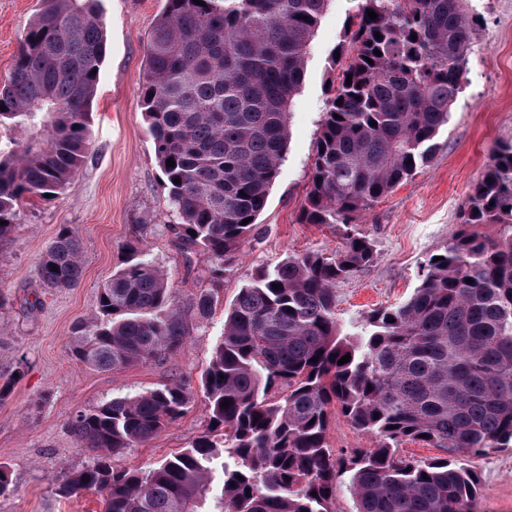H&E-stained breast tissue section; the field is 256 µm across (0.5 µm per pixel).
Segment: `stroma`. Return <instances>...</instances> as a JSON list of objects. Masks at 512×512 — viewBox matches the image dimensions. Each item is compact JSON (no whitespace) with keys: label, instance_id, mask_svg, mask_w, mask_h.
Masks as SVG:
<instances>
[{"label":"stroma","instance_id":"obj_1","mask_svg":"<svg viewBox=\"0 0 512 512\" xmlns=\"http://www.w3.org/2000/svg\"><path fill=\"white\" fill-rule=\"evenodd\" d=\"M358 5L359 0L328 4L308 48L304 81L289 115L287 150L258 218L259 234L225 263L210 316L193 328L176 355L112 372L79 361L73 340L99 289L120 266L124 244L138 239L184 300L204 287L210 260L200 252L184 257L174 243L168 227L177 216L144 121L147 38L164 0H100L108 54L92 106L89 155L65 191L24 203L11 238L0 243V384L10 385L0 399V463L12 479L9 492L0 495V512H103L99 493L61 495L56 478L88 464L91 453L77 442L70 424L79 411L105 400L183 383L192 393L186 415L114 462L138 468L188 448L209 421L200 377L240 288L255 270L274 267L285 256L330 254L341 247L332 229L299 223L298 215L330 96L328 83L336 75L331 60ZM40 7L41 0H0V84L11 73L21 33ZM463 8L476 23L462 90L436 137L431 162L357 222L376 255L336 287L342 334H354L369 311L401 305L413 295L428 258L459 231L470 189L496 145L512 139V0H463ZM136 224L144 227L138 237L132 233ZM64 225L79 237L82 274L77 287L58 291L43 285L38 262ZM328 445L336 455L351 456L375 442L335 415ZM472 466L481 479L475 512H512V448L475 458Z\"/></svg>","mask_w":512,"mask_h":512}]
</instances>
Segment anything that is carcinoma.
<instances>
[{
    "label": "carcinoma",
    "instance_id": "1",
    "mask_svg": "<svg viewBox=\"0 0 512 512\" xmlns=\"http://www.w3.org/2000/svg\"><path fill=\"white\" fill-rule=\"evenodd\" d=\"M95 2L42 0L0 87V128L28 132L23 142L0 141V242L21 203L62 192L90 149L107 56ZM203 2L165 0L147 42L141 97L178 216L169 231L185 259L209 255L214 285L256 234L329 0ZM473 26L462 0H360L299 214L302 224L339 229L342 247L288 256L239 290L201 375L209 425L190 447L149 468L115 466L123 449L182 418L190 392L170 382L114 397L72 421L92 455L62 476L59 492L95 489L104 512H338L346 477L354 512H471L481 483L469 460L512 447V141L497 146L467 198L464 229L441 260L429 257L405 303L372 310L357 336L343 335L336 285L374 259L357 217L429 162L462 90ZM479 224L499 232L471 230ZM139 235L134 228L74 341L77 357L100 370L176 354L216 302L212 287L181 301L137 246ZM38 272L48 288L78 284L80 244L69 226ZM333 409L377 447L348 465L336 459L327 443ZM422 434L449 456H397L402 439Z\"/></svg>",
    "mask_w": 512,
    "mask_h": 512
}]
</instances>
